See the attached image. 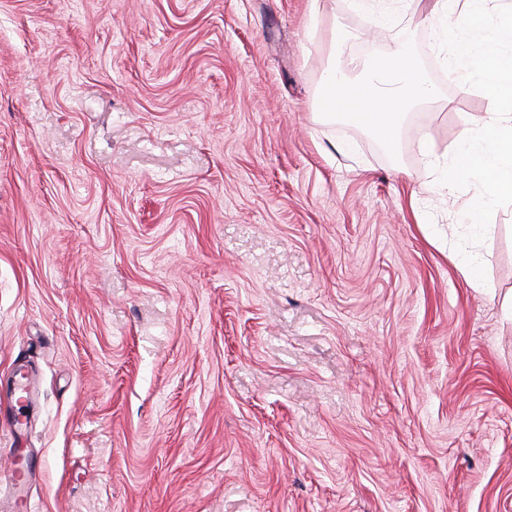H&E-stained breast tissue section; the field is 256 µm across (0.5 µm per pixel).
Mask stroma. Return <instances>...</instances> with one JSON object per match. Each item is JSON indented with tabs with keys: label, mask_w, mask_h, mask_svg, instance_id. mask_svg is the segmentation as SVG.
Here are the masks:
<instances>
[{
	"label": "stroma",
	"mask_w": 512,
	"mask_h": 512,
	"mask_svg": "<svg viewBox=\"0 0 512 512\" xmlns=\"http://www.w3.org/2000/svg\"><path fill=\"white\" fill-rule=\"evenodd\" d=\"M437 8L0 0V512H512V206L481 291ZM401 30L393 153L317 98ZM451 261L455 265L457 271L465 280L477 288L488 289L490 284L487 280L480 279L477 276V269L485 260L478 253L465 251L451 257Z\"/></svg>",
	"instance_id": "1"
}]
</instances>
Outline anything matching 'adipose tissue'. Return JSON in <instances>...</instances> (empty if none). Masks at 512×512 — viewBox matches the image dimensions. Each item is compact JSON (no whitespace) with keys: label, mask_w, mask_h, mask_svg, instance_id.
<instances>
[{"label":"adipose tissue","mask_w":512,"mask_h":512,"mask_svg":"<svg viewBox=\"0 0 512 512\" xmlns=\"http://www.w3.org/2000/svg\"><path fill=\"white\" fill-rule=\"evenodd\" d=\"M434 94L433 85L400 41L385 60L370 64L363 78L350 80L339 70L328 71L321 84L319 110L328 116L356 115L365 128L392 146L412 103Z\"/></svg>","instance_id":"adipose-tissue-1"}]
</instances>
